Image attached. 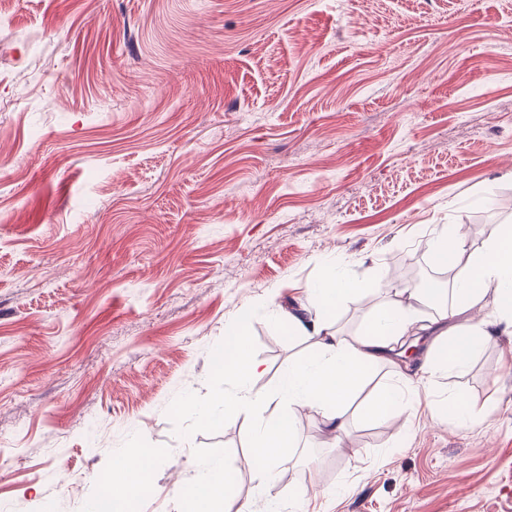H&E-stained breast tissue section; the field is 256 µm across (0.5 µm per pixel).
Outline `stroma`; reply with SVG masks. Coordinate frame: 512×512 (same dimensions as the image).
I'll use <instances>...</instances> for the list:
<instances>
[{
  "instance_id": "35a3bbf8",
  "label": "stroma",
  "mask_w": 512,
  "mask_h": 512,
  "mask_svg": "<svg viewBox=\"0 0 512 512\" xmlns=\"http://www.w3.org/2000/svg\"><path fill=\"white\" fill-rule=\"evenodd\" d=\"M512 0H14L0 27V512H89L121 451L155 449L138 512L222 461L252 512H512V334L435 370L402 415L278 394L316 355L278 315L329 263L355 341L367 285L512 222ZM244 326L262 411L214 355ZM458 394L476 424L436 426ZM297 429L271 485L262 416Z\"/></svg>"
}]
</instances>
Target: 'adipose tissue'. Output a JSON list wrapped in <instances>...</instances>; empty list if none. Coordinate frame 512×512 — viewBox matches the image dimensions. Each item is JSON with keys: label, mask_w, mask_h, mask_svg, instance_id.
<instances>
[{"label": "adipose tissue", "mask_w": 512, "mask_h": 512, "mask_svg": "<svg viewBox=\"0 0 512 512\" xmlns=\"http://www.w3.org/2000/svg\"><path fill=\"white\" fill-rule=\"evenodd\" d=\"M426 250L454 270L452 299L456 322L444 332L433 348V362L461 370L468 366L475 351L490 336L504 327L512 330V225H501L497 234L482 248L469 249L460 225L449 226L427 241ZM355 286L328 270L315 294L319 303L314 312L288 311L281 318L288 331L315 339L316 357L290 362L279 394L289 406L320 411L326 428L335 434L346 428L344 402L361 383L364 374L380 361L388 359L398 337L415 335L420 306L439 299V288L393 286V299L379 302L356 342H348L333 329L330 314L336 304ZM495 293L493 318L482 317L488 293ZM220 370L231 372L239 380L236 391L225 393V413L252 410L264 404L263 396L250 392L246 382L260 372V365L247 351L241 327L231 329L225 340ZM295 422L292 417L272 415L259 422L251 463L260 481H268L280 453L290 448ZM151 488V458L139 451L117 455L100 487L94 512H135L136 505ZM182 512H249L236 500L231 480L222 465H214L192 483L176 489Z\"/></svg>", "instance_id": "adipose-tissue-1"}]
</instances>
